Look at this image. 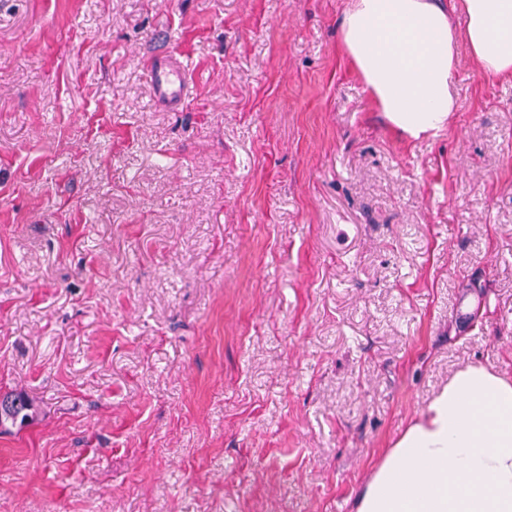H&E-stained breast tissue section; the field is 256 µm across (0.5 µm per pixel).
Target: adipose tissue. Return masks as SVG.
<instances>
[{
  "label": "adipose tissue",
  "instance_id": "1",
  "mask_svg": "<svg viewBox=\"0 0 512 512\" xmlns=\"http://www.w3.org/2000/svg\"><path fill=\"white\" fill-rule=\"evenodd\" d=\"M462 42L482 73L512 76V0H349L339 32L379 112L411 138L455 111ZM352 512H512V378L458 372L385 450Z\"/></svg>",
  "mask_w": 512,
  "mask_h": 512
}]
</instances>
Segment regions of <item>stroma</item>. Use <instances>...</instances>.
<instances>
[{"mask_svg":"<svg viewBox=\"0 0 512 512\" xmlns=\"http://www.w3.org/2000/svg\"><path fill=\"white\" fill-rule=\"evenodd\" d=\"M346 5L0 0V512H349L458 371L512 376V78L459 45L408 138ZM155 104L167 111H182L190 95V74L184 57L176 52L154 55L146 68ZM2 403L10 401L8 407L2 406L0 411V429L6 428V424L20 426L28 425L37 417L35 406L28 396L21 392H15L1 396Z\"/></svg>","mask_w":512,"mask_h":512,"instance_id":"35a3bbf8","label":"stroma"}]
</instances>
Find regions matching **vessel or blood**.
I'll return each mask as SVG.
<instances>
[{"label":"vessel or blood","instance_id":"obj_1","mask_svg":"<svg viewBox=\"0 0 512 512\" xmlns=\"http://www.w3.org/2000/svg\"><path fill=\"white\" fill-rule=\"evenodd\" d=\"M155 104L167 111H182L190 95V74L184 57L176 52L154 55L146 68Z\"/></svg>","mask_w":512,"mask_h":512}]
</instances>
